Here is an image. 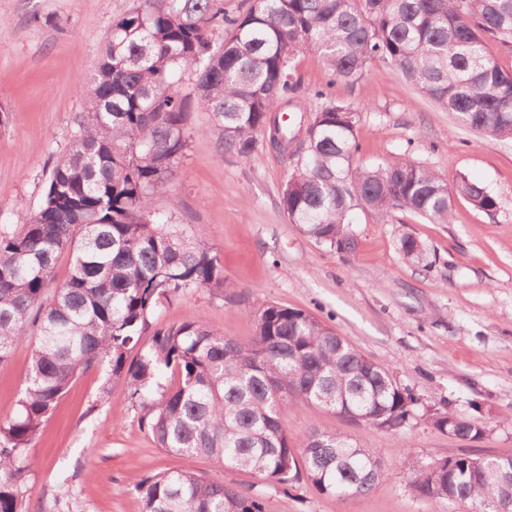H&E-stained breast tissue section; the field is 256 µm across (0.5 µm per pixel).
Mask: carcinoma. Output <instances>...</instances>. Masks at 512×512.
<instances>
[{"label": "carcinoma", "instance_id": "carcinoma-1", "mask_svg": "<svg viewBox=\"0 0 512 512\" xmlns=\"http://www.w3.org/2000/svg\"><path fill=\"white\" fill-rule=\"evenodd\" d=\"M489 39L512 44V0H250L232 19L214 0H142L115 21L40 209L0 233V364L35 336L23 396L0 422V512H24L42 424L71 383L104 362L169 454L206 455L285 491L302 480L321 495L369 491L381 467L363 445L317 430L295 443L282 414L301 400L398 434L412 426L420 398L389 366L311 313L270 302L254 307L247 341L215 332L201 316L151 328L163 301L228 287L203 227L185 228L153 207L189 145L191 104L179 85L195 76L221 153L248 158L261 134L282 144L295 159L281 195L289 223L351 250L355 207L383 223L403 211L449 224L453 197L440 174L411 160L351 174L357 110L329 101L306 115L295 99L294 60L316 54L347 82L386 63L462 126L512 139V72L489 54ZM455 191L481 210L497 207L464 176ZM400 250L413 264L427 252L411 233ZM65 253L67 277L48 299ZM143 340L144 351L130 357ZM165 374L173 382L164 387ZM425 416L464 440L488 431L442 405ZM408 489L440 512H497L512 496V456L461 455L451 467L416 459ZM137 498L138 512H264L261 495L189 470L146 477Z\"/></svg>", "mask_w": 512, "mask_h": 512}]
</instances>
